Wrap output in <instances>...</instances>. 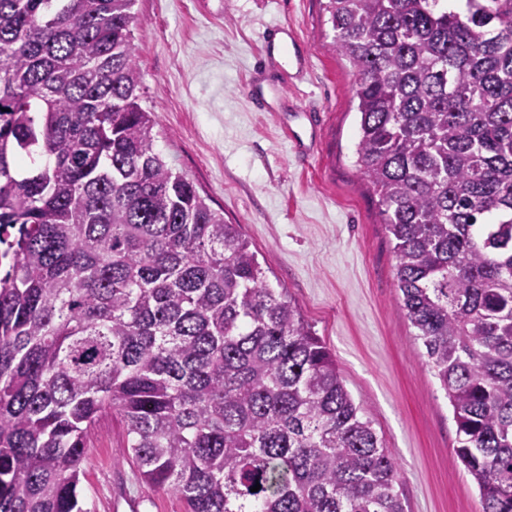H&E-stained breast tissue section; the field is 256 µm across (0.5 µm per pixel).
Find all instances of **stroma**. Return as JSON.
<instances>
[{"instance_id": "obj_1", "label": "stroma", "mask_w": 512, "mask_h": 512, "mask_svg": "<svg viewBox=\"0 0 512 512\" xmlns=\"http://www.w3.org/2000/svg\"><path fill=\"white\" fill-rule=\"evenodd\" d=\"M326 0H136L137 61L157 115L153 148L238 225L336 358L347 389L397 466L407 512H482L454 455L456 425L425 349L400 310L396 258L378 197L355 162L354 73L339 55ZM294 29L309 58L282 76L260 54L272 23ZM259 80L273 109L256 111ZM318 115L296 117L297 105ZM317 141L296 153L282 119ZM124 422L99 418L84 466L91 512H185L145 482Z\"/></svg>"}]
</instances>
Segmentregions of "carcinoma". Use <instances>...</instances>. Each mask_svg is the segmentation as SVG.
<instances>
[{"instance_id":"cac0c4a2","label":"carcinoma","mask_w":512,"mask_h":512,"mask_svg":"<svg viewBox=\"0 0 512 512\" xmlns=\"http://www.w3.org/2000/svg\"><path fill=\"white\" fill-rule=\"evenodd\" d=\"M134 2L0 0V512H89L108 411L186 512H405L326 344L154 152ZM327 2L400 309L512 512V0Z\"/></svg>"}]
</instances>
